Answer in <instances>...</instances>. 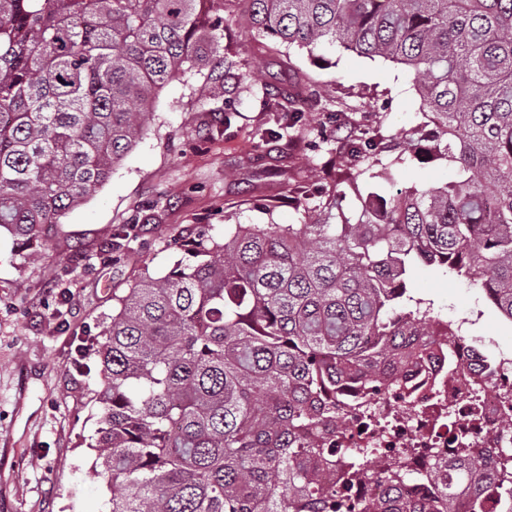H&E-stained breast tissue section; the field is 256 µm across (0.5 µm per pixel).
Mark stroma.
<instances>
[{"mask_svg": "<svg viewBox=\"0 0 512 512\" xmlns=\"http://www.w3.org/2000/svg\"><path fill=\"white\" fill-rule=\"evenodd\" d=\"M247 55L251 75L238 88L232 119L204 76L164 87L142 139L111 178L46 232L45 257L25 259L20 244L0 235V512H106L110 493L87 447L99 414L91 399L98 362L79 346L109 325L114 295L140 275L192 263L186 241L208 227L300 224L319 213V198L303 210L288 192L331 188L347 167L345 144L360 129L379 131L393 162L390 173L376 167L361 176L362 192L389 197L456 177L455 165L441 160H398L403 133L424 121L399 65L343 50L314 62L295 47L283 54L255 44ZM310 86L320 99L303 124L260 142L274 126L263 99ZM133 221L137 239L113 260V233ZM409 288L442 317L480 311L472 334L512 348V323L482 308L473 283L419 266Z\"/></svg>", "mask_w": 512, "mask_h": 512, "instance_id": "stroma-1", "label": "stroma"}]
</instances>
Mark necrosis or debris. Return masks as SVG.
Returning a JSON list of instances; mask_svg holds the SVG:
<instances>
[{
	"mask_svg": "<svg viewBox=\"0 0 512 512\" xmlns=\"http://www.w3.org/2000/svg\"><path fill=\"white\" fill-rule=\"evenodd\" d=\"M429 341L445 360L401 353L378 385L348 381L336 390L338 422L326 432L336 460L321 473L339 489L355 469L402 460L399 499L432 495L436 462L467 456L495 465L512 453V350L472 336L465 320L430 319Z\"/></svg>",
	"mask_w": 512,
	"mask_h": 512,
	"instance_id": "necrosis-or-debris-1",
	"label": "necrosis or debris"
}]
</instances>
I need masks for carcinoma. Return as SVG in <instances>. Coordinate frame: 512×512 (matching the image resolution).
Returning a JSON list of instances; mask_svg holds the SVG:
<instances>
[{
	"mask_svg": "<svg viewBox=\"0 0 512 512\" xmlns=\"http://www.w3.org/2000/svg\"><path fill=\"white\" fill-rule=\"evenodd\" d=\"M232 24L314 61L338 47L403 66L428 119L403 150L458 174L387 198L362 195L351 172L318 218L204 232L193 263L112 296L89 443L109 512H336L319 474L335 453L322 425L336 423V404L311 391L371 381L395 352H421L428 314L410 305L409 267L478 284L512 319V0H0V231L38 259L43 229L142 138L155 91L213 56L230 120L249 66L222 44ZM264 106L283 130L301 116L287 94ZM384 149L365 130L346 155L373 167ZM138 227L114 235V259ZM431 481L432 499L393 511L370 499L360 512H512L508 458L500 469L440 462Z\"/></svg>",
	"mask_w": 512,
	"mask_h": 512,
	"instance_id": "cac0c4a2",
	"label": "carcinoma"
}]
</instances>
